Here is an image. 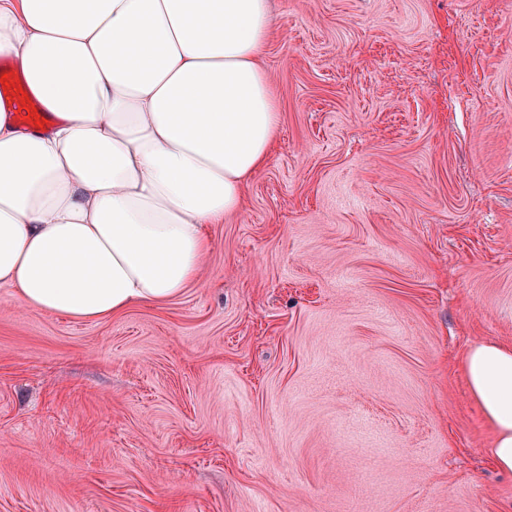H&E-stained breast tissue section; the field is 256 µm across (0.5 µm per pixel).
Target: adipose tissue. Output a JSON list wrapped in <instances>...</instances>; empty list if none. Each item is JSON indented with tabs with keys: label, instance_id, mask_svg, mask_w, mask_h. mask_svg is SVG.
<instances>
[{
	"label": "adipose tissue",
	"instance_id": "adipose-tissue-1",
	"mask_svg": "<svg viewBox=\"0 0 512 512\" xmlns=\"http://www.w3.org/2000/svg\"><path fill=\"white\" fill-rule=\"evenodd\" d=\"M271 30L269 0H0V59L52 116L0 108V284L97 320L197 281L278 133ZM464 367L512 472V346Z\"/></svg>",
	"mask_w": 512,
	"mask_h": 512
}]
</instances>
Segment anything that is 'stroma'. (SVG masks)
<instances>
[{
	"label": "stroma",
	"instance_id": "obj_1",
	"mask_svg": "<svg viewBox=\"0 0 512 512\" xmlns=\"http://www.w3.org/2000/svg\"><path fill=\"white\" fill-rule=\"evenodd\" d=\"M280 113L200 279L0 286V512H512L462 370L512 345V0H270Z\"/></svg>",
	"mask_w": 512,
	"mask_h": 512
}]
</instances>
